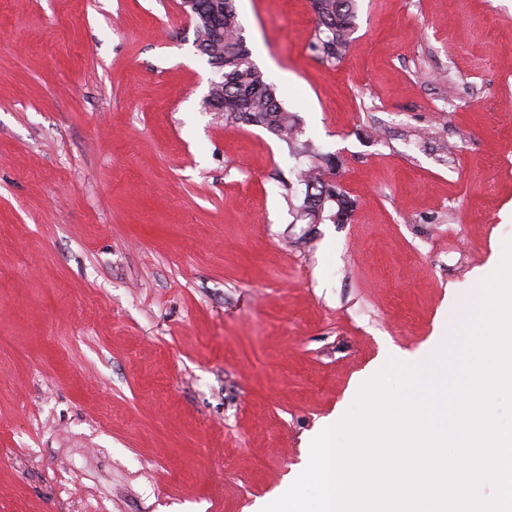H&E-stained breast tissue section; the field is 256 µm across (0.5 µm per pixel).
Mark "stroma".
<instances>
[{
	"instance_id": "stroma-1",
	"label": "stroma",
	"mask_w": 512,
	"mask_h": 512,
	"mask_svg": "<svg viewBox=\"0 0 512 512\" xmlns=\"http://www.w3.org/2000/svg\"><path fill=\"white\" fill-rule=\"evenodd\" d=\"M235 6L349 223L205 109L181 0H0V512H261L512 239V0H357L337 60L310 0Z\"/></svg>"
}]
</instances>
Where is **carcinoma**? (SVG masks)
I'll use <instances>...</instances> for the list:
<instances>
[{"label": "carcinoma", "instance_id": "carcinoma-1", "mask_svg": "<svg viewBox=\"0 0 512 512\" xmlns=\"http://www.w3.org/2000/svg\"><path fill=\"white\" fill-rule=\"evenodd\" d=\"M195 25V43L208 58L222 61L218 81L211 83L206 98L208 108L224 113V122L260 126L283 141L295 155H308L311 165L302 173L309 190L295 208V220L307 224H345L354 212L348 193L327 184V175L342 166L334 154H319L308 142L299 140L300 119L278 99L250 59L234 0H201ZM317 26L311 48L328 59H337L354 32L356 0H311Z\"/></svg>", "mask_w": 512, "mask_h": 512}]
</instances>
